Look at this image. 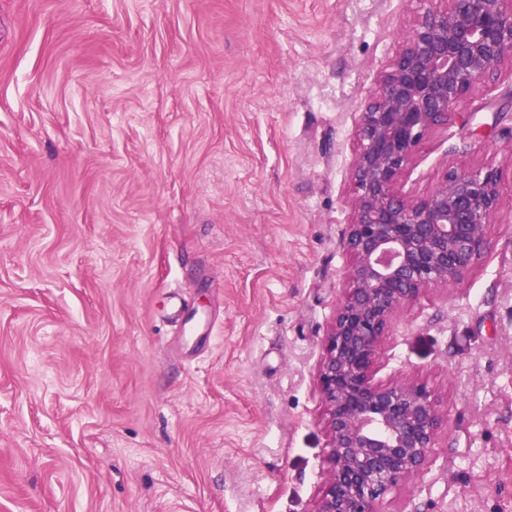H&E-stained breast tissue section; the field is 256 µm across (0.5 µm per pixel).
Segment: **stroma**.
<instances>
[{
	"mask_svg": "<svg viewBox=\"0 0 512 512\" xmlns=\"http://www.w3.org/2000/svg\"><path fill=\"white\" fill-rule=\"evenodd\" d=\"M421 8L0 0V512H312L355 132ZM476 97L402 181L493 167L504 207L379 344L449 420L379 512H512V66Z\"/></svg>",
	"mask_w": 512,
	"mask_h": 512,
	"instance_id": "obj_1",
	"label": "stroma"
}]
</instances>
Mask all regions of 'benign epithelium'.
<instances>
[{
	"label": "benign epithelium",
	"mask_w": 512,
	"mask_h": 512,
	"mask_svg": "<svg viewBox=\"0 0 512 512\" xmlns=\"http://www.w3.org/2000/svg\"><path fill=\"white\" fill-rule=\"evenodd\" d=\"M423 2L356 130L351 264L316 371L328 442L313 512H378L428 463L448 414L418 379L375 381L378 346L402 308L467 279L504 206L493 168L449 170L423 196L401 189L419 143L449 122L466 126L460 103L512 64V0Z\"/></svg>",
	"instance_id": "7a95c632"
}]
</instances>
